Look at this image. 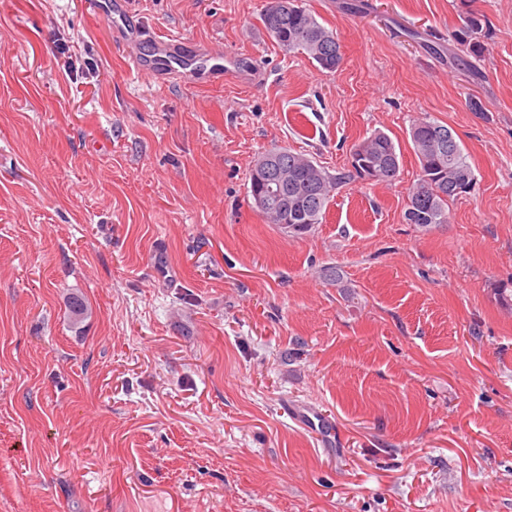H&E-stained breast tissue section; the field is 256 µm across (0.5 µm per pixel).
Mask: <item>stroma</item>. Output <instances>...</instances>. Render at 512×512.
<instances>
[{"instance_id":"1","label":"stroma","mask_w":512,"mask_h":512,"mask_svg":"<svg viewBox=\"0 0 512 512\" xmlns=\"http://www.w3.org/2000/svg\"><path fill=\"white\" fill-rule=\"evenodd\" d=\"M130 2L263 78L160 85L88 0H0V512H512V0H470L471 67L427 35L458 0H305L333 73L279 47L267 0ZM426 114L477 187L422 233ZM376 130L394 183L337 190L299 238L252 208L257 155L333 173ZM462 23L459 27L448 32V42L451 41L460 53H456L453 60L460 65H471L468 57L473 56L480 61L484 57L485 42L487 39L488 22L484 15L465 11L460 16Z\"/></svg>"}]
</instances>
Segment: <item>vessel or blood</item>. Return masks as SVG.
I'll use <instances>...</instances> for the list:
<instances>
[{
  "mask_svg": "<svg viewBox=\"0 0 512 512\" xmlns=\"http://www.w3.org/2000/svg\"><path fill=\"white\" fill-rule=\"evenodd\" d=\"M92 8L107 18L118 41L148 42L149 53L133 59L137 71L149 74L155 82H164L174 71L190 73L201 62H211L213 77L241 76L242 60L234 53L212 44L188 43L179 38L146 39L142 27L135 21L130 9V0H92Z\"/></svg>",
  "mask_w": 512,
  "mask_h": 512,
  "instance_id": "obj_1",
  "label": "vessel or blood"
}]
</instances>
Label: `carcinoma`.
I'll return each instance as SVG.
<instances>
[{
  "label": "carcinoma",
  "mask_w": 512,
  "mask_h": 512,
  "mask_svg": "<svg viewBox=\"0 0 512 512\" xmlns=\"http://www.w3.org/2000/svg\"><path fill=\"white\" fill-rule=\"evenodd\" d=\"M462 23L448 32V36L433 35L436 42L445 39L457 46L458 54L453 60L460 65L470 64V58L484 56L488 36L485 16L469 11L461 14ZM264 28L272 34L278 44L293 53H300L327 72L337 70L341 64L338 35L328 29L318 17L304 6L303 0H269L261 14ZM450 128L427 116L412 121L409 137L412 149L420 164V172L408 188V207L404 214L406 223L420 232H429L449 223L448 201L475 189L476 178L471 165L458 141L441 152L436 145L441 134ZM363 160L376 164L381 162L392 169L375 180V183H391L399 178L401 150L386 133L377 130L357 144ZM280 165L288 168V174L296 171V160H305L317 175L319 186L315 187L306 178L288 182V198L291 206L288 213L278 214L271 210L262 214L272 224L298 225L294 235L312 231L314 225L323 223L331 198L340 188L363 178V166L353 165L334 174L318 162L301 152L286 148L272 150Z\"/></svg>",
  "instance_id": "obj_1"
}]
</instances>
